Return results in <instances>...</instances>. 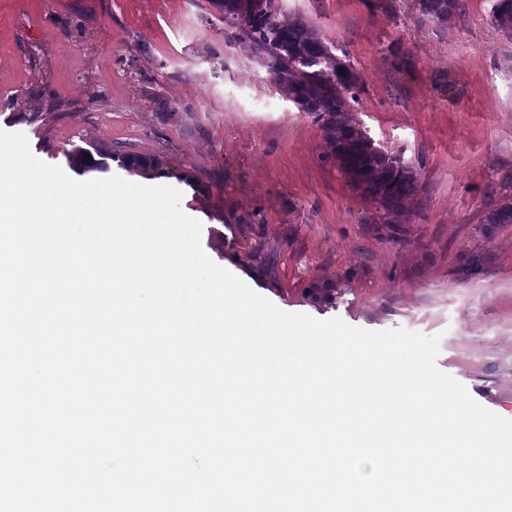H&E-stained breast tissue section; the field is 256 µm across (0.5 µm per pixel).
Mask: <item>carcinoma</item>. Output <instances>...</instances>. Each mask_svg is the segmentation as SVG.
Listing matches in <instances>:
<instances>
[{"instance_id":"obj_1","label":"carcinoma","mask_w":512,"mask_h":512,"mask_svg":"<svg viewBox=\"0 0 512 512\" xmlns=\"http://www.w3.org/2000/svg\"><path fill=\"white\" fill-rule=\"evenodd\" d=\"M491 22L512 35V0H490ZM232 29L234 38L250 43L262 60L270 82L296 109L315 119L329 156L353 186L386 216L404 211L420 191V170L402 163L397 153L372 149L360 130L352 102L361 90L349 60L315 26L282 12L277 0H208ZM422 21L441 27L464 8L462 0H413ZM79 171L106 169L77 148L67 154ZM485 224H512V202L484 215Z\"/></svg>"}]
</instances>
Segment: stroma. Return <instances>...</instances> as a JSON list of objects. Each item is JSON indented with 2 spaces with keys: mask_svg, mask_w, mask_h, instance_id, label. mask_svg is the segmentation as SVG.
Instances as JSON below:
<instances>
[{
  "mask_svg": "<svg viewBox=\"0 0 512 512\" xmlns=\"http://www.w3.org/2000/svg\"><path fill=\"white\" fill-rule=\"evenodd\" d=\"M280 4L348 56L361 128L420 165L408 214L379 223L207 0H0V130L74 179L80 147L163 180L206 255L276 307L439 336L438 368L512 419V224L482 222L512 200V37L489 0L442 28L411 0Z\"/></svg>",
  "mask_w": 512,
  "mask_h": 512,
  "instance_id": "1",
  "label": "stroma"
}]
</instances>
